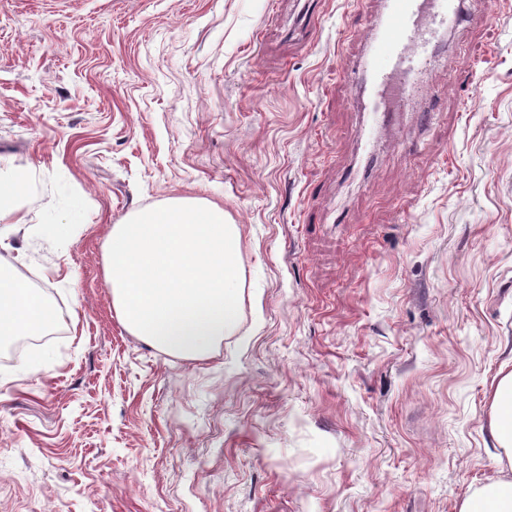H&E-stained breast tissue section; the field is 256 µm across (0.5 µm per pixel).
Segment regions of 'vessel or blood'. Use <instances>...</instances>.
Listing matches in <instances>:
<instances>
[{"label": "vessel or blood", "mask_w": 512, "mask_h": 512, "mask_svg": "<svg viewBox=\"0 0 512 512\" xmlns=\"http://www.w3.org/2000/svg\"><path fill=\"white\" fill-rule=\"evenodd\" d=\"M372 17L365 53L358 71L374 91L371 125L361 129L368 137L385 126L389 113L406 108L419 75L438 53L436 34L455 25L459 0H380Z\"/></svg>", "instance_id": "vessel-or-blood-1"}]
</instances>
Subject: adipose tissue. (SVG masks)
<instances>
[{"label":"adipose tissue","mask_w":512,"mask_h":512,"mask_svg":"<svg viewBox=\"0 0 512 512\" xmlns=\"http://www.w3.org/2000/svg\"><path fill=\"white\" fill-rule=\"evenodd\" d=\"M36 322L47 328L53 324L40 297L31 290L15 287L12 270L0 267V332H20ZM491 430L512 462V372L504 374L497 383Z\"/></svg>","instance_id":"ef3b65f1"}]
</instances>
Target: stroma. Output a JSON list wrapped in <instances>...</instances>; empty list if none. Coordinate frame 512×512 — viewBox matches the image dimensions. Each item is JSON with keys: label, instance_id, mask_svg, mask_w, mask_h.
Returning a JSON list of instances; mask_svg holds the SVG:
<instances>
[{"label": "stroma", "instance_id": "obj_1", "mask_svg": "<svg viewBox=\"0 0 512 512\" xmlns=\"http://www.w3.org/2000/svg\"><path fill=\"white\" fill-rule=\"evenodd\" d=\"M312 7L0 0V265L58 314L0 348V512H459L512 480V0H462L369 143L366 17ZM176 199L241 233L204 361L131 334L104 276L112 225ZM19 193V183L16 180L0 178V223L5 224L4 229L11 224H22V218L12 221V217L18 213L13 201ZM491 430L512 466V372L498 381L493 398Z\"/></svg>", "mask_w": 512, "mask_h": 512}]
</instances>
